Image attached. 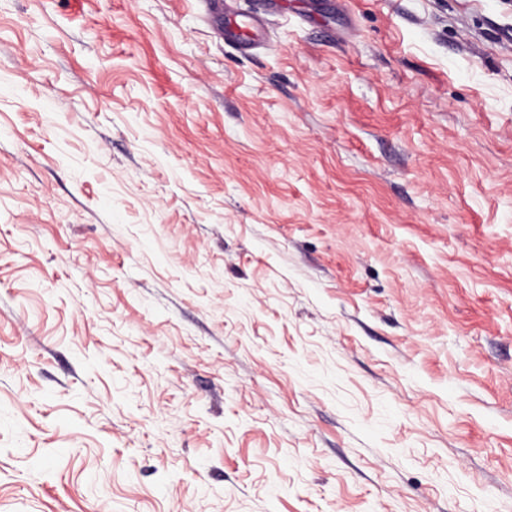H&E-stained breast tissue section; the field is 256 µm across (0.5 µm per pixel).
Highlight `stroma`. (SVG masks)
<instances>
[{"label":"stroma","mask_w":512,"mask_h":512,"mask_svg":"<svg viewBox=\"0 0 512 512\" xmlns=\"http://www.w3.org/2000/svg\"><path fill=\"white\" fill-rule=\"evenodd\" d=\"M0 512H512V0H0Z\"/></svg>","instance_id":"stroma-1"}]
</instances>
